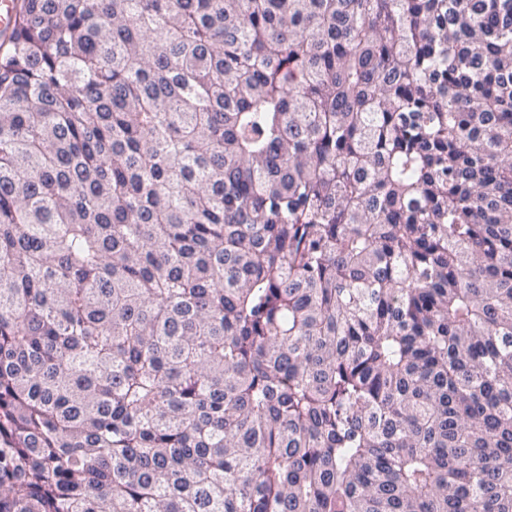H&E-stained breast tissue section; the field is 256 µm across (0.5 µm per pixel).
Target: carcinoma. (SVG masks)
Returning a JSON list of instances; mask_svg holds the SVG:
<instances>
[{
  "label": "carcinoma",
  "mask_w": 512,
  "mask_h": 512,
  "mask_svg": "<svg viewBox=\"0 0 512 512\" xmlns=\"http://www.w3.org/2000/svg\"><path fill=\"white\" fill-rule=\"evenodd\" d=\"M0 512H512V0H17Z\"/></svg>",
  "instance_id": "1"
}]
</instances>
